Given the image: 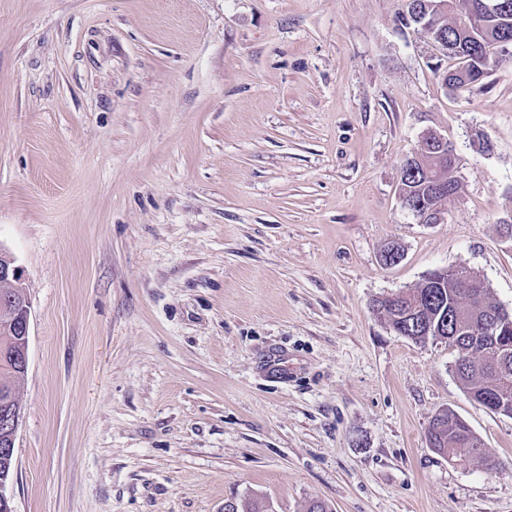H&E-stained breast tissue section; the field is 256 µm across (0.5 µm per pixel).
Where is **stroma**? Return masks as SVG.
<instances>
[{"instance_id":"obj_1","label":"stroma","mask_w":512,"mask_h":512,"mask_svg":"<svg viewBox=\"0 0 512 512\" xmlns=\"http://www.w3.org/2000/svg\"><path fill=\"white\" fill-rule=\"evenodd\" d=\"M404 4L0 0L16 512H512V417L370 308L467 267L512 311V61L446 89ZM431 131L462 184L441 224L398 196ZM444 409L497 470L429 447ZM0 280L2 281H22L21 267L17 265L15 256L5 249L0 253ZM26 292L23 283L14 285H0V296L16 297L19 293ZM31 304L29 297H25L18 305L17 317L14 321L12 336H16V351L11 357L9 370L13 371L14 366L23 372L28 370L29 364V328H30Z\"/></svg>"}]
</instances>
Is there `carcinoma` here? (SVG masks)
<instances>
[{
	"instance_id": "obj_1",
	"label": "carcinoma",
	"mask_w": 512,
	"mask_h": 512,
	"mask_svg": "<svg viewBox=\"0 0 512 512\" xmlns=\"http://www.w3.org/2000/svg\"><path fill=\"white\" fill-rule=\"evenodd\" d=\"M437 0H408L401 24L420 30L437 47L459 39L453 22L458 15L471 14L476 22L464 39L462 55L446 53L454 61L443 74L448 87L461 88L483 83L492 68L504 61L506 53L494 43L512 38V13L496 16L481 9L480 0H447L448 11L434 7ZM420 154L407 158L402 166L398 193L403 206L422 223L437 219L451 196L460 191V182L448 160L440 155L436 135L423 138ZM481 299L472 300L469 289L461 287L448 271L444 277L426 275L409 292L397 299L388 296L371 303L372 312L415 342L441 341L456 349V375L473 401L493 413L512 417V322L505 327L511 344L506 350L483 345L485 323L497 309L485 282L477 287ZM432 448L450 459L479 461L495 470L498 461L489 456L480 438L459 415L439 412L427 431Z\"/></svg>"
}]
</instances>
